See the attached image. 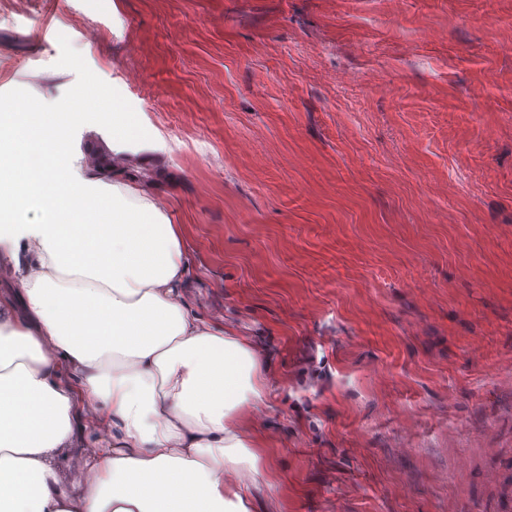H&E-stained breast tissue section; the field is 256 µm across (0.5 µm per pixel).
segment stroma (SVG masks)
I'll return each instance as SVG.
<instances>
[{
	"label": "stroma",
	"instance_id": "1",
	"mask_svg": "<svg viewBox=\"0 0 512 512\" xmlns=\"http://www.w3.org/2000/svg\"><path fill=\"white\" fill-rule=\"evenodd\" d=\"M61 34L259 361L257 512H512V0H0V92Z\"/></svg>",
	"mask_w": 512,
	"mask_h": 512
}]
</instances>
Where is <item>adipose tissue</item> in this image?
<instances>
[{
	"label": "adipose tissue",
	"mask_w": 512,
	"mask_h": 512,
	"mask_svg": "<svg viewBox=\"0 0 512 512\" xmlns=\"http://www.w3.org/2000/svg\"><path fill=\"white\" fill-rule=\"evenodd\" d=\"M54 178L56 209L112 229L50 220L4 224L24 311L0 295V512H251L256 469L243 427L265 389L254 352L177 296L183 230L136 181ZM107 429L76 442L78 417ZM83 477L61 481L64 451Z\"/></svg>",
	"instance_id": "obj_1"
}]
</instances>
